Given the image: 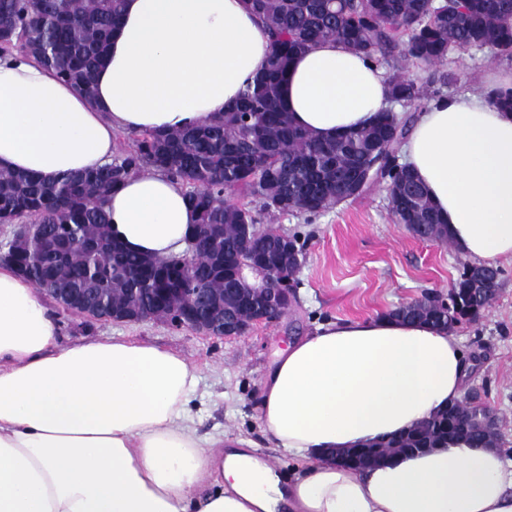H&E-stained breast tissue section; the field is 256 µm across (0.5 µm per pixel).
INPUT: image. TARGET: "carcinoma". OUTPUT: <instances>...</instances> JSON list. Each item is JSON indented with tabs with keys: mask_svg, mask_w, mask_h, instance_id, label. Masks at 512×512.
Wrapping results in <instances>:
<instances>
[{
	"mask_svg": "<svg viewBox=\"0 0 512 512\" xmlns=\"http://www.w3.org/2000/svg\"><path fill=\"white\" fill-rule=\"evenodd\" d=\"M124 0H0V57L20 48L52 68L82 93H94V75L119 26ZM272 40L264 73L237 104L187 130L144 131L112 163L46 181L36 175L0 170V224H30L45 240L81 232L92 242L61 258L47 254L41 241L9 238L0 243L9 264L37 288H88L90 303L149 306L158 318L169 307L155 302L157 264L126 251L112 240L104 210L107 195L125 178L154 169L189 187L187 196L199 224H222L215 239L185 276L175 257L169 278L187 293L224 297V313L250 316L249 306L227 292L233 287L231 260L252 253L251 225L260 214H317L342 201L341 185L359 160L366 175L362 190L387 184L390 212L399 223L427 225L438 241L448 229L424 186L393 154L403 145L406 122L386 108L372 125L319 141L294 125L281 102L280 87L290 62L319 42L334 40L365 54L387 77L389 98L418 106L427 90L400 69L408 63H445L462 49L486 50L493 59L512 60V0H443L432 11L426 0H244ZM404 51L395 54L400 32ZM237 187L258 200L259 210L227 207L224 188ZM264 262L288 281L304 260L297 238L270 242ZM472 267L464 266L448 293L449 303L424 295L422 317L447 328L475 319L494 294L474 289ZM478 410L461 399L411 432L381 445L393 455L401 448H430L443 440L463 439L495 445L497 428L476 422Z\"/></svg>",
	"mask_w": 512,
	"mask_h": 512,
	"instance_id": "cac0c4a2",
	"label": "carcinoma"
}]
</instances>
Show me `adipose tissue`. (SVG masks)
<instances>
[{
	"label": "adipose tissue",
	"instance_id": "obj_1",
	"mask_svg": "<svg viewBox=\"0 0 512 512\" xmlns=\"http://www.w3.org/2000/svg\"><path fill=\"white\" fill-rule=\"evenodd\" d=\"M268 32L243 0H125L95 95L15 50L0 61V170L52 179L111 162L116 132L199 126L267 67ZM293 122L319 140L369 125L389 85L363 54L328 40L281 86ZM404 157L480 265L512 261V113L480 94L432 100ZM135 254L182 255L196 214L153 170L107 197ZM28 281L0 266V512H512V463L448 441L364 469L333 462L413 429L460 400L470 370L451 332L377 314L329 320L264 373L262 432L299 461L290 479L245 448L199 436L198 374L181 354L99 338L59 344Z\"/></svg>",
	"mask_w": 512,
	"mask_h": 512
}]
</instances>
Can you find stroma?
I'll return each mask as SVG.
<instances>
[{"instance_id":"1","label":"stroma","mask_w":512,"mask_h":512,"mask_svg":"<svg viewBox=\"0 0 512 512\" xmlns=\"http://www.w3.org/2000/svg\"><path fill=\"white\" fill-rule=\"evenodd\" d=\"M487 52H461L442 65H407L417 84L448 97L480 92L495 68ZM455 81L439 86L438 76ZM270 224L297 236L306 261L297 273V301L279 319L247 335L222 340L163 321L112 323L54 307L61 346L103 337L131 338L184 355L199 368L193 401L199 435L244 440L260 457L275 456L262 436L255 399L265 370L279 352L327 320L359 319L385 312L427 291L448 292L468 256L452 244L414 237L392 217L384 183L318 214H278ZM502 286L476 319L458 324L470 364L465 389H477L499 418L500 447L512 459V263H503Z\"/></svg>"}]
</instances>
